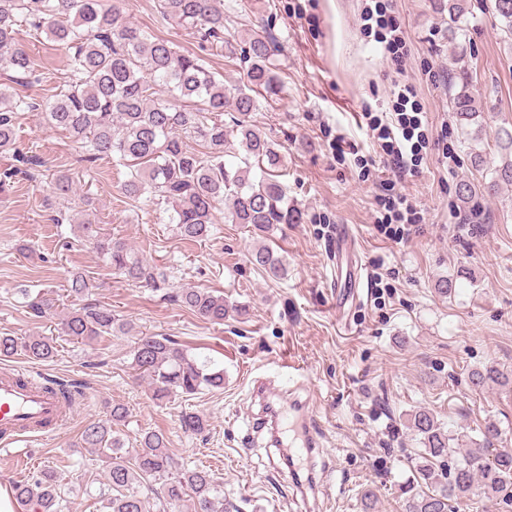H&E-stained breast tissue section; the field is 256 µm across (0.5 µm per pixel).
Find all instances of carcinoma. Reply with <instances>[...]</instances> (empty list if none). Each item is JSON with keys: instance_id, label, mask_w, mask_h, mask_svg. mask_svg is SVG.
<instances>
[{"instance_id": "cac0c4a2", "label": "carcinoma", "mask_w": 512, "mask_h": 512, "mask_svg": "<svg viewBox=\"0 0 512 512\" xmlns=\"http://www.w3.org/2000/svg\"><path fill=\"white\" fill-rule=\"evenodd\" d=\"M436 12L448 13V41L464 35L473 0H432ZM505 38L512 41V0H489ZM162 20L192 30L212 49L229 50L239 37L229 30L224 0H158ZM30 34L46 35L68 55V69L59 93L43 103L14 95L0 83V151L15 148V124L22 112H38L45 123L80 141L91 159L110 158L130 168L123 184L126 197L153 194L170 211L169 223L184 240L202 239L215 223L217 205L224 204V219L248 224L257 236L251 258L267 278L281 280L287 274L281 257L265 243L280 224H299L303 213L288 204L286 186L279 180L283 156L273 141L250 123L260 99L278 95L281 78L275 62L276 38L271 31L248 28L242 39L243 59L248 63L246 82L226 85L200 56L174 42L149 34L130 20L123 0H0V71L32 75L30 55L16 38L18 24ZM456 125L467 132L477 125L473 140L483 130L481 100L461 79L450 99ZM235 112L233 130L243 155L228 161L229 131L218 116ZM201 143L202 150L186 144L184 135ZM497 147L504 151L500 164L491 168L489 180L477 184L463 180L457 198L468 202L477 193L497 194L512 185V130L497 131ZM258 167L259 173L252 172ZM83 235L112 266L135 285L157 288L168 281L166 273L141 259L121 238L99 235L90 220L78 222ZM76 304L58 316V330L74 340L92 341L100 336L126 334L131 325L112 313V308L90 299V284L74 275L68 284ZM27 307L41 317L55 311L56 300L47 293L31 296L18 289ZM171 298L197 317L222 324L232 313H241L224 297L195 288H177ZM22 351L37 361L55 356L53 340L44 336H0V357ZM132 365L148 377L152 397L168 400L174 395L193 396L203 389H224V371H213L189 356L168 336L141 335L132 350ZM472 387L482 390L512 384V372L495 366L469 373ZM128 416V409L114 403L106 419L87 425L83 447L112 451L108 471V512H147L135 484L155 483L157 512H241L217 490L205 469L175 468L167 452L165 436L143 434L133 461L120 453L123 444L113 427ZM184 432L199 434L207 420L198 413L181 415ZM409 428L420 444L411 460L413 478L402 490L403 512H457L479 489L495 506L512 503V449L501 448L503 432L498 422L484 420L472 435L445 428L425 410L415 411ZM14 498L34 512H63L61 485L50 471H41L14 485Z\"/></svg>"}]
</instances>
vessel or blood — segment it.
I'll return each instance as SVG.
<instances>
[{
    "mask_svg": "<svg viewBox=\"0 0 512 512\" xmlns=\"http://www.w3.org/2000/svg\"><path fill=\"white\" fill-rule=\"evenodd\" d=\"M70 407L61 399L56 387L26 378L23 371L12 368L0 370V446L7 448L34 438L57 435L66 426ZM272 433L281 426L300 428L301 446L313 451L319 446V426L314 417L304 421H282L277 409L266 416Z\"/></svg>",
    "mask_w": 512,
    "mask_h": 512,
    "instance_id": "1",
    "label": "vessel or blood"
}]
</instances>
